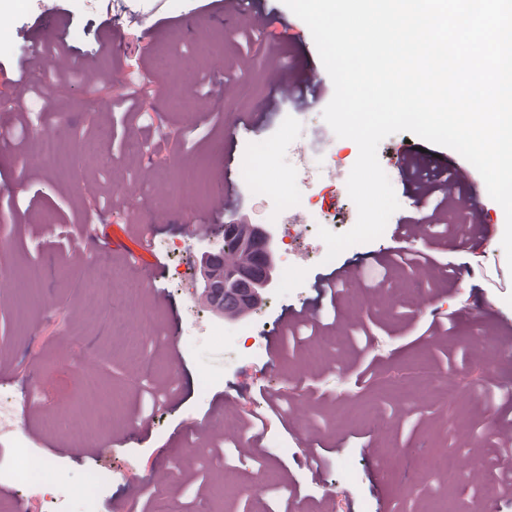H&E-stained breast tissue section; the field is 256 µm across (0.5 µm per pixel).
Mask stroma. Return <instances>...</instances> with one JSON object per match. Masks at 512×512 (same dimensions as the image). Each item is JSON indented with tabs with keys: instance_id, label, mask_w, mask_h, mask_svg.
I'll return each mask as SVG.
<instances>
[{
	"instance_id": "obj_1",
	"label": "stroma",
	"mask_w": 512,
	"mask_h": 512,
	"mask_svg": "<svg viewBox=\"0 0 512 512\" xmlns=\"http://www.w3.org/2000/svg\"><path fill=\"white\" fill-rule=\"evenodd\" d=\"M10 2L0 12V99L7 101L0 121L13 129L0 147V269L16 285L0 289V399L13 405L16 422L12 436H0V466L16 464L15 448L24 444L30 460L46 464L49 486L71 490V512H83L87 493L98 512H154L160 502L168 512H284L290 504L300 512H469L503 454L495 427L512 410L501 393L512 381L505 212L484 199L485 232L430 227L417 244L422 264L365 271L379 251L407 249L396 232L408 211L398 166L404 148L418 149L425 169L462 163V156L405 132L383 139L378 159L400 207L380 238L324 261L318 229L346 232L358 215L346 186L358 147L322 118L331 80L306 111L284 101L263 130L232 131L234 114L256 111L270 97L269 69L321 64L308 26L283 0H267L262 29L224 19L204 0H164L172 22L152 30L141 24L152 0ZM286 24L294 43L281 39ZM36 41L73 63L56 72L39 112L31 109V83L14 82ZM218 58L226 63L220 74L212 69ZM220 85L229 93L223 110L208 103ZM231 133L249 223L279 224L282 200L251 190L248 172L305 196L296 210L301 264L285 293L263 294L240 317L251 333L234 348L200 296L201 251L183 230L214 204L181 182L185 171L210 187L220 181ZM47 137L61 152L35 161ZM134 139L146 145L141 155L127 152ZM154 222L158 239L186 241L185 252L142 250L135 226ZM78 246L86 251L82 263H66ZM102 254L124 273L115 288L101 285ZM158 265L164 273L154 284ZM33 266L41 274L35 288L26 282ZM340 268L353 279L319 308L314 335L277 354L247 356L254 339L281 335L284 310ZM131 288L157 316L149 370L111 344L109 319L138 323ZM190 309L213 327L194 346L171 332ZM86 376L100 387L90 404L80 393ZM448 377L453 398L443 388ZM23 387L46 398L43 411L20 405ZM273 396L283 401L277 416L268 411ZM218 411L224 429L207 436L200 425ZM254 412L267 419L252 443L246 425ZM102 415L110 425L99 426ZM75 429L97 445V456L68 452ZM312 442L326 450L317 478L304 464ZM161 469L171 486L153 483ZM131 483L144 491L129 505Z\"/></svg>"
}]
</instances>
